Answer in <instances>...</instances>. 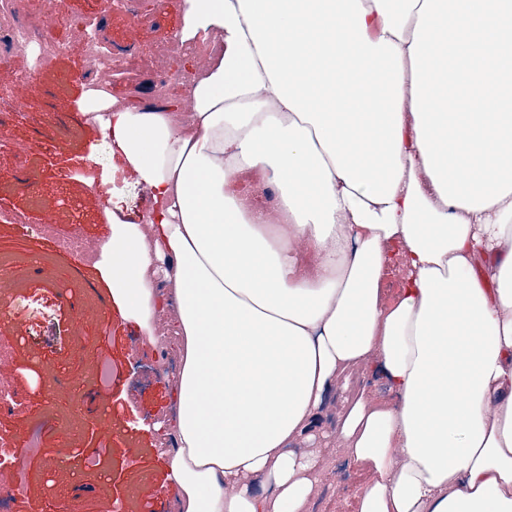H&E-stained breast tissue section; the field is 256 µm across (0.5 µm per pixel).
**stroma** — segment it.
Masks as SVG:
<instances>
[{"label":"stroma","mask_w":512,"mask_h":512,"mask_svg":"<svg viewBox=\"0 0 512 512\" xmlns=\"http://www.w3.org/2000/svg\"><path fill=\"white\" fill-rule=\"evenodd\" d=\"M101 0H63L49 16L43 0H17L15 15L35 25L51 52L28 83L22 108L0 112V209L22 214L0 223V448L24 446L31 429L42 451L24 462L27 483L9 512H175L167 483L168 441L154 426L169 409L180 362L164 314L153 333L123 319L108 279L96 263L58 249L59 238L79 232L96 245L112 234L105 212L138 218L151 201L138 186L120 184L108 198L109 152L81 111L93 67L82 41L101 37L120 54L111 93L120 102L173 95L176 81L161 82L182 62L201 67L194 43L161 38L183 23V0H112L107 24ZM29 149L15 154L11 143ZM53 211L55 225L41 223ZM72 434L70 454L58 451V433ZM111 458H104V450ZM326 465L309 512H359L366 469L350 464L337 443L322 446Z\"/></svg>","instance_id":"1"}]
</instances>
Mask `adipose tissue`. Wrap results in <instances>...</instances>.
I'll list each match as a JSON object with an SVG mask.
<instances>
[{"instance_id":"1","label":"adipose tissue","mask_w":512,"mask_h":512,"mask_svg":"<svg viewBox=\"0 0 512 512\" xmlns=\"http://www.w3.org/2000/svg\"><path fill=\"white\" fill-rule=\"evenodd\" d=\"M173 37L210 45L193 111L83 113L152 201L102 257L124 318L175 313L176 512H309L370 370L359 512H512V0H184ZM405 269L399 257H395L389 267L387 276L384 282L385 296L387 301L393 302L399 292V287L404 282Z\"/></svg>"}]
</instances>
